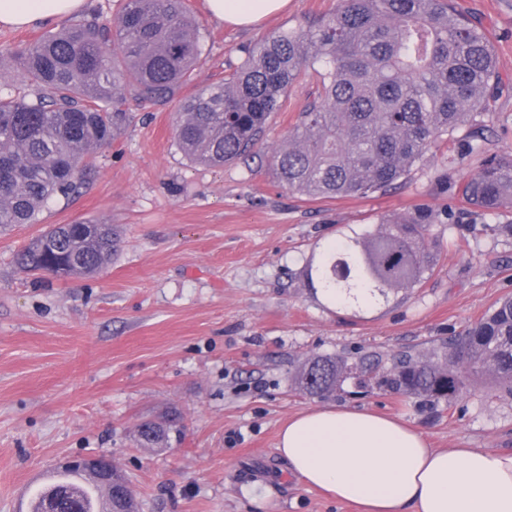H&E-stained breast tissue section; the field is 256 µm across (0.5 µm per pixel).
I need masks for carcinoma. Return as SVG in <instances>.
<instances>
[{"mask_svg":"<svg viewBox=\"0 0 512 512\" xmlns=\"http://www.w3.org/2000/svg\"><path fill=\"white\" fill-rule=\"evenodd\" d=\"M199 37L186 0H124L112 22L93 14L25 49L32 89L0 96V232L37 223L50 199L77 191L92 156L129 121L127 99L153 107L177 103L178 149L194 163L222 168L250 156L288 87L317 65V99L271 154L281 187L315 198L383 192L468 127L465 149L484 158L461 185V196L483 219L512 207V154H488L482 144L496 59L487 33L454 0H341L336 12L307 28L269 35L224 79L184 95L200 64ZM382 223L389 229L346 236L323 256L324 287L355 302L357 288L374 296L422 282L431 267L433 212L421 205ZM119 244L112 224H55L17 253L16 264L58 279L92 275ZM442 349L435 360L316 356L296 376L301 392L319 399L336 396L357 371L426 407L453 404L475 379L512 395V296L448 337ZM174 427L172 421L141 423V447H162ZM81 474L57 471L32 494L28 512H44L47 493L62 481L76 489L83 512H105L98 506L101 485L76 484L73 477Z\"/></svg>","mask_w":512,"mask_h":512,"instance_id":"1","label":"carcinoma"}]
</instances>
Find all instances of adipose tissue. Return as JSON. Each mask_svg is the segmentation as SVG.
<instances>
[{"label":"adipose tissue","instance_id":"1","mask_svg":"<svg viewBox=\"0 0 512 512\" xmlns=\"http://www.w3.org/2000/svg\"><path fill=\"white\" fill-rule=\"evenodd\" d=\"M209 14L250 26L288 0H206ZM84 0H0V28L59 21ZM280 454L310 487L365 512H512V452L429 448L419 432L370 410L309 409L280 432Z\"/></svg>","mask_w":512,"mask_h":512}]
</instances>
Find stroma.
<instances>
[{
	"label": "stroma",
	"mask_w": 512,
	"mask_h": 512,
	"mask_svg": "<svg viewBox=\"0 0 512 512\" xmlns=\"http://www.w3.org/2000/svg\"><path fill=\"white\" fill-rule=\"evenodd\" d=\"M454 2L487 31L501 79L483 144L512 153V0ZM188 4L201 23L199 88L240 65L246 48L309 26L339 0H289L248 29L213 19L205 0ZM60 28L0 29L1 93L27 91L15 52ZM318 88L315 72L302 76L252 158L221 168L184 158L173 107L127 101L129 125L94 155L78 192L51 199L39 223L0 235V512H26L19 490L33 471L95 453L127 475L140 512H360L306 485L277 451L288 420L322 404L298 391L297 368L358 352L435 358L441 340L512 295V238L458 193L480 155L452 157L443 146L384 193L330 199L279 187L269 148ZM421 204L448 221L432 227L435 260L420 285L368 308L321 297L310 269L323 241ZM76 220L118 228L105 268L38 280L16 266L44 226ZM331 403L401 419L435 449L512 452V395L485 381L434 409L376 388ZM174 410L180 434L141 447L138 426Z\"/></svg>",
	"instance_id": "stroma-1"
}]
</instances>
